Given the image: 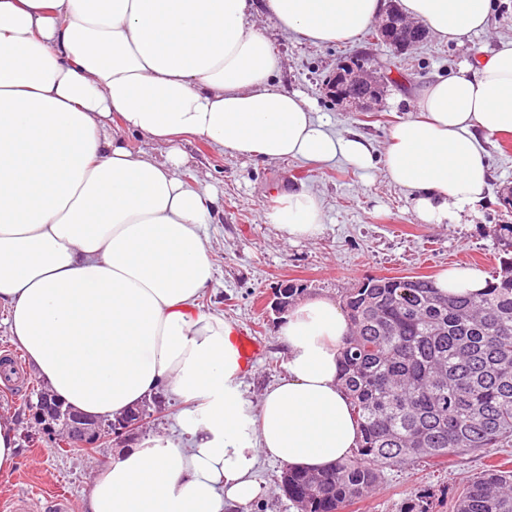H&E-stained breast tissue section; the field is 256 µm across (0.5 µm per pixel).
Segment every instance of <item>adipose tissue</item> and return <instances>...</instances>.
Wrapping results in <instances>:
<instances>
[{"label": "adipose tissue", "mask_w": 512, "mask_h": 512, "mask_svg": "<svg viewBox=\"0 0 512 512\" xmlns=\"http://www.w3.org/2000/svg\"><path fill=\"white\" fill-rule=\"evenodd\" d=\"M445 41L488 24L490 0H401ZM384 0H0V304L13 342L64 405L113 418L167 391L179 434L117 448L94 472L85 512H224L262 491L260 457L322 470L360 428L338 382L348 317L324 295L289 310L287 375L259 407L223 316L198 299L214 275L206 246L215 192L187 184L186 145L321 164L382 163L426 224L475 210L486 145L512 134V40L418 95L382 159L328 132L299 92L272 79L281 58L255 16L313 43L358 37ZM163 146L133 152L130 137ZM267 223L288 239L323 226L319 199L278 195ZM480 268L451 266L443 295L482 294Z\"/></svg>", "instance_id": "obj_1"}]
</instances>
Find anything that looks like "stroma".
Segmentation results:
<instances>
[{
    "label": "stroma",
    "instance_id": "obj_1",
    "mask_svg": "<svg viewBox=\"0 0 512 512\" xmlns=\"http://www.w3.org/2000/svg\"><path fill=\"white\" fill-rule=\"evenodd\" d=\"M256 20L282 60L276 84L302 92L314 117L327 121L331 132L362 136L377 156L386 147L389 129L415 116L421 88L512 40V0H493L487 28L462 43L430 35L397 54L372 45L366 32L349 43L316 44L281 32L265 15ZM355 55L369 56L378 75L389 80L378 111H351L325 90L337 63ZM487 149L491 179L485 200L475 212L463 214L461 223L425 224L415 217L409 192L391 182L379 166L359 171L341 158L327 164L303 159L265 162L229 156L201 143L187 145L192 162L184 180L202 181L218 196L217 221L208 227L207 242L214 281L200 304L261 343L260 356L242 377L251 404H259L263 392L286 374V345L279 334L282 316L272 308L281 285H300L308 297L336 299L371 275L433 278L453 264L488 273L499 270L504 243L500 227L512 224V135L492 139ZM285 190L308 191L320 199L324 227L316 238L289 240L275 225L265 223L264 212ZM113 446L109 440L89 454L75 447L22 443L15 470L0 476V499L25 479L36 492L33 512H45V493L60 488L83 503L94 470L109 462ZM485 465L482 459L466 464L450 459L386 472L379 490L345 512H401L405 502L421 494L430 496L433 512H452L456 494ZM283 468V462L261 459L258 478L264 493L225 512H296L280 490Z\"/></svg>",
    "mask_w": 512,
    "mask_h": 512
}]
</instances>
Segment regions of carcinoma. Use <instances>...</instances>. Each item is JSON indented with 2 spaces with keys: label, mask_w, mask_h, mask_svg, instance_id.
<instances>
[{
  "label": "carcinoma",
  "mask_w": 512,
  "mask_h": 512,
  "mask_svg": "<svg viewBox=\"0 0 512 512\" xmlns=\"http://www.w3.org/2000/svg\"><path fill=\"white\" fill-rule=\"evenodd\" d=\"M351 333L339 381L361 427L353 455L320 473L285 466L305 512H344L384 470L512 452V256L478 296L427 277L369 276L341 295ZM456 512H512V469L490 465Z\"/></svg>",
  "instance_id": "1"
}]
</instances>
